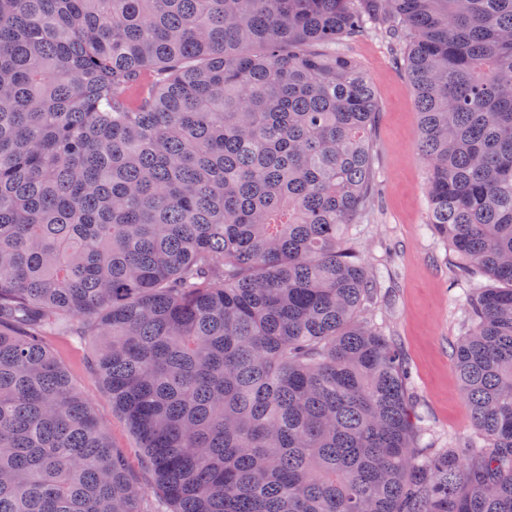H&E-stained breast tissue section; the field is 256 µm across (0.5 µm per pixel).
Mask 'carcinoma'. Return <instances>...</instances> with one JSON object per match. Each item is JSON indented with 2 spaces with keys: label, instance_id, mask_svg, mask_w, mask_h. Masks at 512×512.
I'll use <instances>...</instances> for the list:
<instances>
[{
  "label": "carcinoma",
  "instance_id": "obj_1",
  "mask_svg": "<svg viewBox=\"0 0 512 512\" xmlns=\"http://www.w3.org/2000/svg\"><path fill=\"white\" fill-rule=\"evenodd\" d=\"M375 30L466 287V448L345 241L379 109L334 46ZM47 336L92 340L134 453ZM0 512H512V0H0Z\"/></svg>",
  "mask_w": 512,
  "mask_h": 512
}]
</instances>
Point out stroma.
<instances>
[{
  "mask_svg": "<svg viewBox=\"0 0 512 512\" xmlns=\"http://www.w3.org/2000/svg\"><path fill=\"white\" fill-rule=\"evenodd\" d=\"M339 50L370 78L379 107L372 140L381 194L368 220L349 230L362 260L378 274L379 288L366 319L401 352L411 375V403L423 415L435 446L460 445L473 429L452 351L468 314L465 297L453 283V252L427 224L426 165L418 150L417 109L402 52L377 32L345 41ZM51 344L111 443L135 447L125 420L88 364L91 341L55 338Z\"/></svg>",
  "mask_w": 512,
  "mask_h": 512,
  "instance_id": "stroma-1",
  "label": "stroma"
}]
</instances>
